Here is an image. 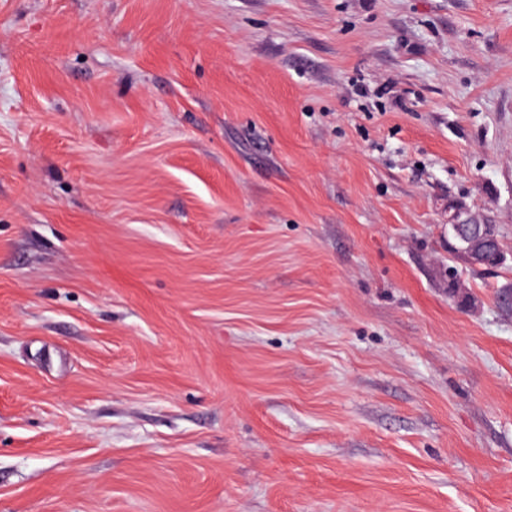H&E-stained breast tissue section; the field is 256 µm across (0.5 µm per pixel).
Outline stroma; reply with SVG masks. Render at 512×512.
I'll list each match as a JSON object with an SVG mask.
<instances>
[{"label":"stroma","mask_w":512,"mask_h":512,"mask_svg":"<svg viewBox=\"0 0 512 512\" xmlns=\"http://www.w3.org/2000/svg\"><path fill=\"white\" fill-rule=\"evenodd\" d=\"M0 512H512V0H0Z\"/></svg>","instance_id":"stroma-1"}]
</instances>
